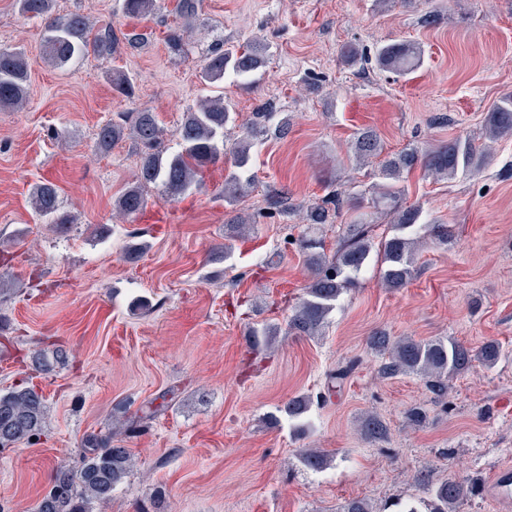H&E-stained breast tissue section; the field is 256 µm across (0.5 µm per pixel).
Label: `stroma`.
<instances>
[{
    "mask_svg": "<svg viewBox=\"0 0 512 512\" xmlns=\"http://www.w3.org/2000/svg\"><path fill=\"white\" fill-rule=\"evenodd\" d=\"M55 11L138 40L57 69L41 58V22L0 0V47H24L30 64L25 107L0 110V393L30 384L47 405L39 439L0 448V512H35L58 469L80 468L85 438L108 432L137 462L88 512H342L353 499L374 512L397 503L430 512L421 475L475 481L458 512H512V497L486 491L498 467L512 466L511 136L472 175L408 174L404 204L421 205L424 223L452 225L455 238L428 242L406 287H384L374 255L319 335L283 334L257 354L248 334L255 324L286 326L303 295L300 206L331 183L361 190L377 181V165L349 158L355 132L373 128L389 153L482 141L488 112L512 94V0H203L200 33L180 56L167 48L182 24L175 0H158L145 19L124 16L118 0H56ZM220 39H257L271 52L254 88L224 80L239 120L227 142L254 113L288 121L255 148V183L240 205L254 229L225 239L221 163L184 201L150 185L144 215L116 217L112 204L139 156L129 140L94 154L98 125L149 109L177 151L184 112L209 93L198 71ZM394 40L424 50L406 77L340 61L346 44ZM116 71L132 79L133 97L113 90ZM47 178L74 218L67 232L31 210L29 193ZM275 192L286 194L287 213L269 209ZM137 241L150 248L128 260ZM226 245L228 260H213ZM380 330L473 348L494 339L507 355L453 378L442 404L422 378L379 376L367 338ZM40 352L52 356L50 370L36 367ZM354 358L327 403L288 418L289 399H314L327 373ZM152 404L162 412L142 419ZM415 407L422 421L409 420ZM370 413L386 423V440L362 433ZM303 448L325 450L326 468L303 467Z\"/></svg>",
    "mask_w": 512,
    "mask_h": 512,
    "instance_id": "35a3bbf8",
    "label": "stroma"
}]
</instances>
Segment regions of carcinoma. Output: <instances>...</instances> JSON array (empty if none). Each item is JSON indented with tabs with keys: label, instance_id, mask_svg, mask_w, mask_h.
Returning <instances> with one entry per match:
<instances>
[{
	"label": "carcinoma",
	"instance_id": "1",
	"mask_svg": "<svg viewBox=\"0 0 512 512\" xmlns=\"http://www.w3.org/2000/svg\"><path fill=\"white\" fill-rule=\"evenodd\" d=\"M157 0H121L125 16L145 19L150 16ZM19 12L26 18L43 21L41 42L43 61L63 68L91 53L97 58L114 55L120 39L114 29H94L88 18L79 13L65 16L54 14V0H16ZM202 0H176L175 11L182 19V26L167 38L171 53H184L187 40L192 36L194 23ZM423 49L416 43H385L373 51L376 66L398 77L408 75L423 62ZM367 50L357 44H347L341 58L348 66L369 61ZM270 53L267 45L254 41L245 46L219 45L205 58L200 70V80L215 85L231 74L239 86L252 88L266 67ZM29 67L25 53L19 49L0 48V109L21 106L28 94ZM112 88L127 97L134 95V85L123 72L112 74ZM237 112L224 96L207 97L184 112L177 130L179 150L167 152L164 145L165 129L155 113L148 110L124 112L118 118L101 124L95 133V147L100 152L109 151L113 145L128 139L139 148V165L136 180L114 203L115 214L128 219L145 207L142 187L157 184L169 198L177 200L193 190L201 181L204 169L231 155V170L224 177V203L235 215L227 221L233 233L240 234L252 224L249 217L237 212V206L247 189L254 184L250 167L253 148L259 139L268 135L267 123L273 118L270 112H257L245 127L243 134L227 146L224 140L226 127L236 122ZM512 134V95L499 101L489 112L483 136L497 140ZM351 153L358 163L378 161L380 182L371 186V211H365L339 227L336 249L325 250L319 236L322 226H334L348 211L363 207L365 192L356 194L332 190L306 208L305 227L297 239L299 251L308 270L304 296L288 319V330L307 336L317 335L327 316L336 308L339 298L356 287L358 277L369 262L373 249L385 264L382 283L390 289L404 287L413 277V267L421 237L422 211L415 205L402 206L405 187L404 175L416 168L435 181L451 180L466 176L479 169L488 156L483 145L468 137H457L448 143L428 148L413 146L397 153L383 155L379 135L370 129L356 132L351 141ZM33 213L49 218L51 223L64 228L70 217L61 212L56 185L45 180L30 192ZM389 217L395 233L373 243V225ZM279 334V327L264 324L250 330L255 344L268 343ZM368 344L379 356V374L383 378L399 375H416L425 380L430 392L438 400L448 398V382L469 370L474 363L491 368L503 355L499 342L488 341L473 349L457 340H416L411 337L393 339L384 333L369 337ZM356 361L339 366L328 374L327 391L341 383L354 370ZM311 404L308 397L288 401V418L299 420ZM46 405L41 392L33 386H18L0 394V447L7 448L28 442L41 434ZM362 431L372 439L387 437L388 429L383 420L370 415L362 423ZM300 463L317 471L327 463V454L318 448H306L299 453ZM133 466L127 448L112 445V434L94 435L84 444L82 466L72 472H56L50 490L37 505V512H86L85 505L92 501L110 498L112 490L123 481ZM426 493L431 497L432 512H457L459 505L471 494L473 484L445 480L434 484L421 479Z\"/></svg>",
	"mask_w": 512,
	"mask_h": 512
}]
</instances>
